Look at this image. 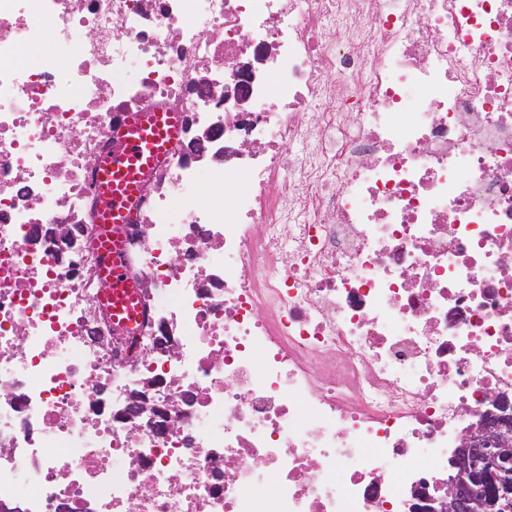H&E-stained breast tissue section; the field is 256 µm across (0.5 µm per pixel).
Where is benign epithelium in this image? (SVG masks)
Wrapping results in <instances>:
<instances>
[{
    "label": "benign epithelium",
    "mask_w": 512,
    "mask_h": 512,
    "mask_svg": "<svg viewBox=\"0 0 512 512\" xmlns=\"http://www.w3.org/2000/svg\"><path fill=\"white\" fill-rule=\"evenodd\" d=\"M452 492L437 500L419 491L416 512H512V413L492 403L451 459Z\"/></svg>",
    "instance_id": "obj_1"
}]
</instances>
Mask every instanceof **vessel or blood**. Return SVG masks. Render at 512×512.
<instances>
[{"label": "vessel or blood", "instance_id": "obj_1", "mask_svg": "<svg viewBox=\"0 0 512 512\" xmlns=\"http://www.w3.org/2000/svg\"><path fill=\"white\" fill-rule=\"evenodd\" d=\"M166 132L161 121L145 127L142 118H130L113 137L112 151L100 166L99 177L112 188L109 207L102 220L104 227L98 247L100 263L105 271L113 300L131 296L135 285L123 264L122 244L113 238L111 220L126 215L135 202L139 183L151 172L161 154V141Z\"/></svg>", "mask_w": 512, "mask_h": 512}]
</instances>
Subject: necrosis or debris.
Returning a JSON list of instances; mask_svg holds the SVG:
<instances>
[{"mask_svg": "<svg viewBox=\"0 0 512 512\" xmlns=\"http://www.w3.org/2000/svg\"><path fill=\"white\" fill-rule=\"evenodd\" d=\"M153 112L128 336L96 166ZM494 400L512 0H0V503L411 512ZM98 254L102 269L105 271L110 283V291L105 295L108 300L120 302L121 299L131 296L135 285L130 281L125 272L123 264L122 244L118 238L112 239V224L103 226L102 237L98 247Z\"/></svg>", "mask_w": 512, "mask_h": 512, "instance_id": "obj_1", "label": "necrosis or debris"}]
</instances>
